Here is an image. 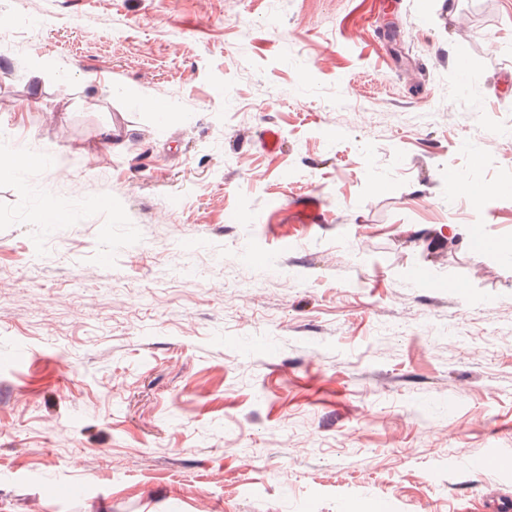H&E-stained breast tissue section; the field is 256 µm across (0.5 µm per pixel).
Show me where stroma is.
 <instances>
[{"mask_svg":"<svg viewBox=\"0 0 512 512\" xmlns=\"http://www.w3.org/2000/svg\"><path fill=\"white\" fill-rule=\"evenodd\" d=\"M5 24L0 512L512 504V0Z\"/></svg>","mask_w":512,"mask_h":512,"instance_id":"35a3bbf8","label":"stroma"}]
</instances>
